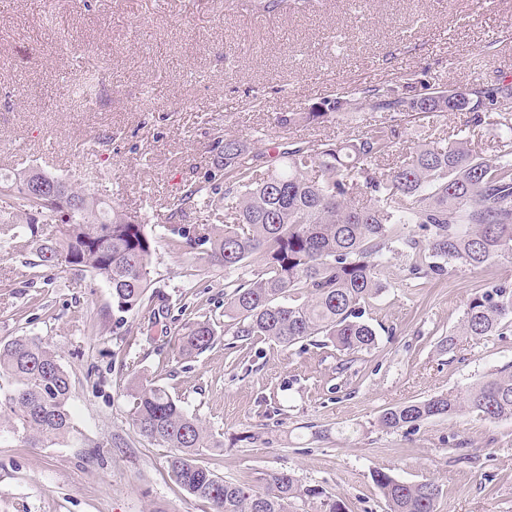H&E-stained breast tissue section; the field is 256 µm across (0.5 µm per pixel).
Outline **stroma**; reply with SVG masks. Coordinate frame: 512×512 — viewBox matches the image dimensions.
Masks as SVG:
<instances>
[{
  "instance_id": "obj_1",
  "label": "stroma",
  "mask_w": 512,
  "mask_h": 512,
  "mask_svg": "<svg viewBox=\"0 0 512 512\" xmlns=\"http://www.w3.org/2000/svg\"><path fill=\"white\" fill-rule=\"evenodd\" d=\"M0 0V172L39 169L71 181L111 176L98 194L145 218L156 238L150 267L169 312L112 307L106 283L86 272L35 265L25 238L0 237V343L48 340L72 378L73 441L20 446L0 436V512H212L179 488L168 451L139 433L127 394L145 376L179 397L224 442L204 465L228 481L291 470L342 499L345 512H389L373 470L404 482L434 480L436 512H512V418L432 417L415 428L376 425L387 408L460 392L512 364V332L455 330L474 288L512 283V259L442 278H410L389 253L387 289L363 316L377 343L354 360L332 345L233 340L224 328V272L203 250L170 245L163 212L188 183L215 171L221 139L251 151L288 139L340 140L360 123L289 129L276 118L336 94L430 67L446 86L512 80V0ZM101 68L96 109L68 87L84 63ZM264 111L249 107L252 98ZM468 115L404 117L401 141L445 139ZM210 318L213 348L180 358L185 324Z\"/></svg>"
}]
</instances>
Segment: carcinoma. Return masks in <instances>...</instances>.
I'll return each mask as SVG.
<instances>
[{
  "mask_svg": "<svg viewBox=\"0 0 512 512\" xmlns=\"http://www.w3.org/2000/svg\"><path fill=\"white\" fill-rule=\"evenodd\" d=\"M416 73L391 85H373L325 100L306 112L276 118L277 126L324 124L364 108L426 117L467 112L451 142L400 148L399 131L375 117L344 140L277 144L275 155L249 156L241 139L224 138L218 170L169 201V218L189 207L206 223L172 229V246L208 245V263L224 270L225 332L240 341L263 337L284 347L322 336L347 356L372 349L375 330L363 307L386 288L387 254L403 246L412 275L436 278L446 265L482 268L512 255V82L475 85L463 95L436 99ZM505 130L494 154L471 148L482 130ZM40 181L49 196L25 188ZM0 195L13 214L0 230L29 236L36 265L88 272L112 290L120 312L164 302L151 288L155 238L145 220L129 216L82 186L40 170L0 175ZM415 229H409V225ZM261 264L251 268L252 259ZM512 326V284L475 289L459 326L442 341L452 351L459 336H499ZM208 319L185 326L178 338L184 357L212 348ZM70 373L58 352L37 336L0 344V428L26 446L55 445L76 432L69 409ZM138 431L170 449V478L213 512H292L297 500L319 501V512H345L342 500L304 485L292 472L271 470L254 480L230 482L198 457L224 451V441L189 414L181 401L148 378L130 392ZM463 409L484 420L512 418V365L469 386L384 410L378 426L395 431ZM373 481L389 512H436L439 486L426 478L402 482L376 469Z\"/></svg>",
  "mask_w": 512,
  "mask_h": 512,
  "instance_id": "carcinoma-1",
  "label": "carcinoma"
}]
</instances>
